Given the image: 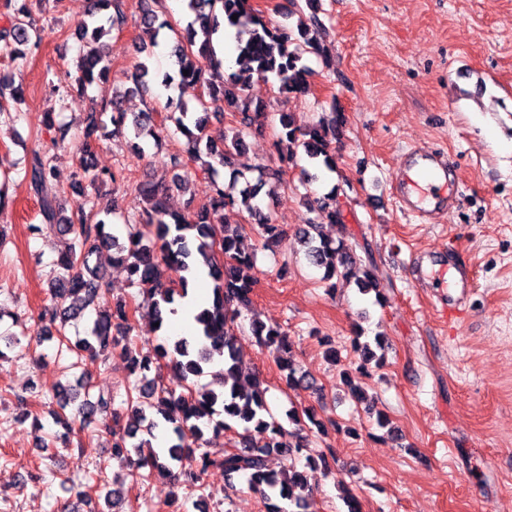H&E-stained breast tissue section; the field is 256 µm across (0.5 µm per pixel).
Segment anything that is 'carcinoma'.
<instances>
[{
  "label": "carcinoma",
  "mask_w": 512,
  "mask_h": 512,
  "mask_svg": "<svg viewBox=\"0 0 512 512\" xmlns=\"http://www.w3.org/2000/svg\"><path fill=\"white\" fill-rule=\"evenodd\" d=\"M157 2L139 0V12L140 23L152 40L163 32L174 34L175 71L164 73L161 84L171 87L199 83L205 86L206 95L193 107L184 102L177 104L165 116L172 125L168 133L184 137V144L163 161L172 173L171 183L161 180L133 185L144 210L140 220L124 222L126 244H118V225L111 226L101 218L103 214L121 217L117 205L100 208L92 197L69 210L55 187L53 167L40 154H34L24 168L23 179L37 195L42 216V223L32 225V232L39 234L47 228L56 232L62 242L49 288L53 305L39 315L46 336L37 337V341L55 338L76 354H116L126 361L134 375L126 389L124 412L111 409V399L103 395L91 400V385L86 380L81 392L68 383L56 388L53 400L58 410L53 412L54 419L64 429L62 437L68 438L72 420L66 409L77 405L75 415L83 419L85 426L112 436V458L125 465L128 476L143 483L156 472L174 475L172 465L200 449L204 429L226 432L232 429V424H240L244 434L222 456L200 454V473L218 470L226 479L242 474L249 487L262 496L266 512H305L313 492L312 482L326 475L335 457L308 453V439L285 429L273 417L266 401L265 382L255 372L246 370L238 346V318L242 311L252 310L256 284L252 275L255 252L248 244V227H258L257 233L267 249L277 246L285 236L283 226L273 223L262 209V189L271 180L280 181L283 170L258 165L254 168V180L239 184L244 173L235 167V157L245 151L242 131L238 129L230 136L223 133L216 138L209 133V126L211 117L227 112L245 128L264 125V108L252 105L245 96V90L256 77L273 80L282 94L305 93L308 67L303 58L308 53L326 56V28L315 12L307 17L296 14L298 0H288V16H297L291 27L267 21L254 7L253 0H184L185 24L177 29L170 20L159 19L154 9ZM0 6L9 21L8 26L0 28V54L12 61L34 55L41 45V29L28 0H3ZM123 22L122 0H90L86 18L77 26L79 38L90 48L78 55L75 77L49 81L52 93L64 98L110 83L111 66L102 38ZM224 29L231 35L238 56L246 59L244 67L230 73L223 70V62L213 48L214 36ZM149 76L150 66L139 63L129 77L131 85L125 93L147 91ZM22 100L23 89L15 85L14 77L0 74V112ZM109 124L114 134L131 132L138 147L149 141L157 146L161 140L152 113L124 111L117 95L92 103L80 137V169L92 187L127 182L123 173L99 170L92 163L96 142L105 136ZM342 124L340 112L333 113L329 120L322 117L308 125L297 123L291 112L281 114L272 142L279 162L290 163L295 149L301 146L312 165L334 170L330 146ZM189 161L200 164L210 175L208 200L196 208L174 210L169 206V192L174 187L183 189L189 182L188 175L183 173ZM219 166L230 169L229 182L218 178ZM339 194L337 187L309 199L312 217L295 236L310 263L323 270L322 280L329 283V288H336L339 279L353 278L361 293L373 292L379 301L376 266L371 256L361 257L348 242ZM235 206L248 214L249 224L232 226L224 222V210ZM326 224L339 225L337 237L323 232ZM101 248L116 249L112 263L127 271L132 284L156 297L149 315L161 325L167 313L174 312L171 305L176 299L185 297L196 264L203 262L213 283L212 301L195 314V334L182 336L170 345L159 342L151 355L137 353L130 340L133 325L129 304H100L103 277L90 267V258ZM163 266L177 274L178 287L163 286ZM86 314L93 317L90 335L70 343L65 336L66 325ZM250 332L260 347L275 355L286 385L302 386L305 374L292 363L291 343L284 331L254 317ZM353 351L360 357L359 372L366 371L375 354L370 342L362 340L359 327L355 328ZM217 355L224 358V369L214 374L220 389H194L191 378L209 370ZM164 364L179 373L180 390L165 387L150 376ZM157 415L170 425L171 431V445L163 452L143 438L145 434L153 435L158 427ZM287 418L299 428L310 425L322 435L337 427L336 421L320 419L308 408L290 410ZM283 455L305 456L303 468L288 473L276 470L274 461Z\"/></svg>",
  "instance_id": "obj_1"
}]
</instances>
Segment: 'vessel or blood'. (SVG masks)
<instances>
[{"mask_svg": "<svg viewBox=\"0 0 512 512\" xmlns=\"http://www.w3.org/2000/svg\"><path fill=\"white\" fill-rule=\"evenodd\" d=\"M454 167L451 157L441 150L412 149L405 162L408 176L395 188L403 209L431 220L457 206L459 198L451 180ZM434 278L447 288L448 307L452 310L473 286L467 266L460 263L441 266Z\"/></svg>", "mask_w": 512, "mask_h": 512, "instance_id": "1", "label": "vessel or blood"}]
</instances>
